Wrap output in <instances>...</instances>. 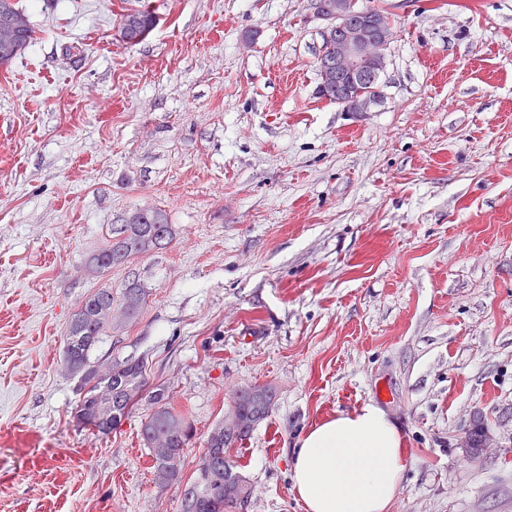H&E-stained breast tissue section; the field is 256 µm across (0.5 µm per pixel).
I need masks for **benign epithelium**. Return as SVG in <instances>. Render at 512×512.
<instances>
[{
  "label": "benign epithelium",
  "mask_w": 512,
  "mask_h": 512,
  "mask_svg": "<svg viewBox=\"0 0 512 512\" xmlns=\"http://www.w3.org/2000/svg\"><path fill=\"white\" fill-rule=\"evenodd\" d=\"M316 16L326 21L323 38L335 45L331 59L325 63L327 83L320 91L336 94L342 111L361 115L371 111L379 95L357 96L352 92L359 79L376 80L386 66L385 50L394 31L391 16L376 9L356 10L351 0H340L336 11L328 16L323 5L314 4Z\"/></svg>",
  "instance_id": "7a95c632"
}]
</instances>
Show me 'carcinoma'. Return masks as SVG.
I'll list each match as a JSON object with an SVG mask.
<instances>
[{
    "mask_svg": "<svg viewBox=\"0 0 512 512\" xmlns=\"http://www.w3.org/2000/svg\"><path fill=\"white\" fill-rule=\"evenodd\" d=\"M155 26L154 12L142 5L122 15L119 37L126 44L136 45ZM33 35L31 25L27 24L17 41L0 44V67L9 65L33 40ZM174 236L175 229L163 211H136L126 223L112 227L111 240L90 257L88 267L94 273H103L135 256L165 248ZM144 300V289L132 281L122 289L119 302L129 318L139 312ZM113 303L110 288H100L87 296L72 318L65 338L64 364L79 377L76 418L102 434H109L143 396H148L152 410L141 425V437L150 451L156 477L166 483H177L181 481L180 468L171 466L170 461L183 457L193 438L191 423L169 406L165 389L146 392L144 358L131 354L118 358L104 372L91 361L92 353L114 329ZM272 401L273 391L265 386L241 388L235 393V426L227 429L221 421L203 439L196 476L182 487L181 512H226L228 508L243 510L249 506L248 482L235 470L227 452L250 437L255 426L268 416Z\"/></svg>",
    "mask_w": 512,
    "mask_h": 512,
    "instance_id": "1",
    "label": "carcinoma"
}]
</instances>
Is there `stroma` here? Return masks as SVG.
Returning a JSON list of instances; mask_svg holds the SVG:
<instances>
[{
    "label": "stroma",
    "instance_id": "obj_1",
    "mask_svg": "<svg viewBox=\"0 0 512 512\" xmlns=\"http://www.w3.org/2000/svg\"><path fill=\"white\" fill-rule=\"evenodd\" d=\"M389 12L381 101L319 99L310 0H18L0 67V512H181L141 440L75 416L71 318L129 281L145 304L93 355L144 357L194 439L242 387L276 401L229 452L247 512H305L293 443L379 404L407 464L387 512H512V0H359ZM255 32L246 41L247 32ZM165 212L166 248L103 274L113 225ZM480 454L460 443L475 419ZM15 16H22L26 20V25L21 29L19 20H10ZM6 22L0 29V38L5 42H12L9 45L0 43V67L9 65L12 60L19 55L33 40L34 31L31 28L29 20L22 9H19L15 0H0V25ZM21 29V30H20ZM19 36L16 42H13L16 34ZM156 17L150 7L142 5L127 10L121 17L119 37L122 42L136 45L154 30Z\"/></svg>",
    "mask_w": 512,
    "mask_h": 512
}]
</instances>
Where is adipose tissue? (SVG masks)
I'll return each instance as SVG.
<instances>
[{
	"label": "adipose tissue",
	"instance_id": "adipose-tissue-1",
	"mask_svg": "<svg viewBox=\"0 0 512 512\" xmlns=\"http://www.w3.org/2000/svg\"><path fill=\"white\" fill-rule=\"evenodd\" d=\"M406 460L397 423L367 403L313 424L296 440L291 491L306 512H387Z\"/></svg>",
	"mask_w": 512,
	"mask_h": 512
}]
</instances>
